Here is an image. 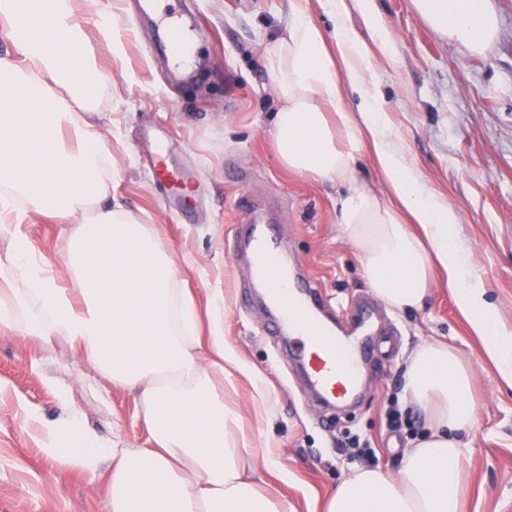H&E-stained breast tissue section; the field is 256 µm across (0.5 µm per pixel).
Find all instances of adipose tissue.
Listing matches in <instances>:
<instances>
[{
	"label": "adipose tissue",
	"instance_id": "adipose-tissue-1",
	"mask_svg": "<svg viewBox=\"0 0 512 512\" xmlns=\"http://www.w3.org/2000/svg\"><path fill=\"white\" fill-rule=\"evenodd\" d=\"M438 32L481 54L498 29L491 0H413ZM333 39L309 19L305 0H289L293 21L271 52L279 109L270 135L288 170L341 185L344 238L356 250L373 293L401 310L420 307L433 271L456 291L459 310L512 387V334L485 302L479 275L450 230L455 210L410 165L373 80L377 59L393 61L395 40L374 0H323ZM25 26H18L19 14ZM365 30H358L353 16ZM0 27L15 48L0 58V331L22 329L44 346L60 336L106 380L134 393L151 447L87 430L78 411L57 423L27 402L18 407L47 436L45 452L106 490L110 512H290L247 477L256 446L239 436L240 416L224 404V381L241 364L220 323L201 335L193 297L176 285L177 263L159 236L122 204L84 216L109 196L100 174L109 153L82 118L98 75L73 0H0ZM62 95L47 93L48 83ZM368 154L387 187L372 191L357 175ZM68 218L63 258L69 285L38 263L22 230L29 214ZM29 306L19 312L17 284ZM472 372L441 342L413 353L404 400L422 410L427 433L403 456L397 475L357 469L330 495L326 512H462V441L474 422Z\"/></svg>",
	"mask_w": 512,
	"mask_h": 512
}]
</instances>
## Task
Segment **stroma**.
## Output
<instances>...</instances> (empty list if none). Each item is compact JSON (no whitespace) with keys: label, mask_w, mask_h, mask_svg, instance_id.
I'll list each match as a JSON object with an SVG mask.
<instances>
[{"label":"stroma","mask_w":512,"mask_h":512,"mask_svg":"<svg viewBox=\"0 0 512 512\" xmlns=\"http://www.w3.org/2000/svg\"><path fill=\"white\" fill-rule=\"evenodd\" d=\"M108 0H79L87 42L101 76L85 120L105 141L112 195L139 223L155 230L198 297L224 300V339L245 370L224 384V402L238 410L241 431L265 451L249 472L264 493L287 499L293 512H325L326 498L359 467L397 473L407 448L426 427L423 414L402 403L413 351L444 342L470 368L476 415L463 440L464 512H512V390L504 387L461 315L442 277L423 305L398 311L368 288L355 249L340 231L336 186L298 175L279 161L269 128L279 108L268 51L286 33L288 0H171L198 42L189 78L153 51L157 21L116 16L121 49L112 52L95 20ZM395 38L394 62L378 61L374 79L394 133L410 164L460 215L453 234L481 275L485 301L512 331V0H492L498 33L482 55L436 32L412 0H375ZM166 152L175 177L191 182L184 210L174 216L168 190L151 168ZM250 200L277 218L279 253L318 286L336 312L341 334L362 335L359 305H367L381 335H398L394 354L368 362L360 403L336 412L310 392L288 339L267 332L261 299L243 304L250 281L244 257L232 248L242 228L238 207ZM24 229L39 258L58 265L69 249V223L30 214ZM41 371H33L32 360ZM70 388L61 399L49 383ZM0 512H110L104 492L42 450L23 422L24 400L45 420L80 411L99 435L145 447L149 434L132 393H104L105 381L60 339L35 347L21 333L0 332ZM398 411L401 429L391 428Z\"/></svg>","instance_id":"obj_1"}]
</instances>
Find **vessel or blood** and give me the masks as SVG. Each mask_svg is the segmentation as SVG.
Here are the masks:
<instances>
[{
  "instance_id": "b4317fda",
  "label": "vessel or blood",
  "mask_w": 512,
  "mask_h": 512,
  "mask_svg": "<svg viewBox=\"0 0 512 512\" xmlns=\"http://www.w3.org/2000/svg\"><path fill=\"white\" fill-rule=\"evenodd\" d=\"M249 246L250 279L265 288L268 302L278 312V327L292 331L299 339L313 387L330 400H353L372 353L369 337L355 342L337 335L316 315V288L293 281L279 257L270 225L254 227Z\"/></svg>"
}]
</instances>
